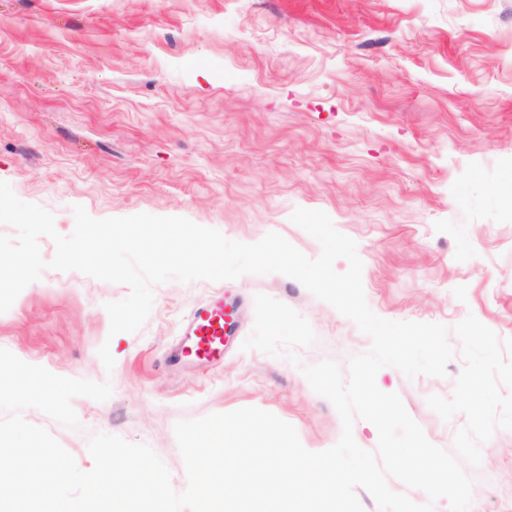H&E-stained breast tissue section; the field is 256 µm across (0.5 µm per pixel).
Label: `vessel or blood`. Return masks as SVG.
<instances>
[{
	"instance_id": "vessel-or-blood-1",
	"label": "vessel or blood",
	"mask_w": 512,
	"mask_h": 512,
	"mask_svg": "<svg viewBox=\"0 0 512 512\" xmlns=\"http://www.w3.org/2000/svg\"><path fill=\"white\" fill-rule=\"evenodd\" d=\"M226 318L223 299L198 308L186 325L183 340L171 353V361L206 365L221 359L229 339Z\"/></svg>"
}]
</instances>
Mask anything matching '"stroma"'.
Segmentation results:
<instances>
[{
    "instance_id": "obj_1",
    "label": "stroma",
    "mask_w": 512,
    "mask_h": 512,
    "mask_svg": "<svg viewBox=\"0 0 512 512\" xmlns=\"http://www.w3.org/2000/svg\"><path fill=\"white\" fill-rule=\"evenodd\" d=\"M0 181L63 235L80 205L244 243L276 232L311 259L320 245L291 216L321 210L356 242L375 314L450 327L471 314L512 338V0H0ZM129 293L48 270L0 314V348L111 382L107 401L73 399L80 429L22 413L79 469L93 467L90 436L113 434L150 446L184 491L175 423L246 407L293 425L309 451L338 442L337 411L299 366L241 348L263 293L311 324L302 364L344 369L369 349L298 281H171L139 331L110 335L104 304ZM219 297L236 308L223 360L171 365L191 312ZM462 366L412 379L385 367L376 384L449 450L466 418L443 421L426 398L450 397ZM466 472L471 512H512V431Z\"/></svg>"
}]
</instances>
